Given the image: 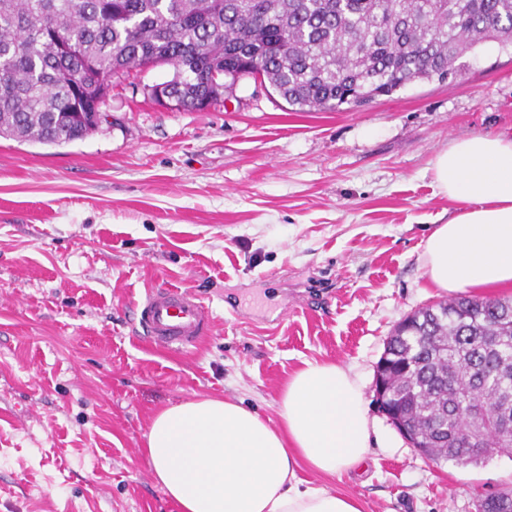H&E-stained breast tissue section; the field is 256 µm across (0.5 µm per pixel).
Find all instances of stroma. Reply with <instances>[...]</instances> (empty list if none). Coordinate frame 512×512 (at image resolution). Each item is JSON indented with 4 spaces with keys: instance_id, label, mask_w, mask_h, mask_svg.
<instances>
[{
    "instance_id": "35a3bbf8",
    "label": "stroma",
    "mask_w": 512,
    "mask_h": 512,
    "mask_svg": "<svg viewBox=\"0 0 512 512\" xmlns=\"http://www.w3.org/2000/svg\"><path fill=\"white\" fill-rule=\"evenodd\" d=\"M446 81L367 105L298 112L240 79L202 112L162 107L168 64L114 79L84 139L0 138V512H179L143 451L162 408L204 396L276 419L308 361L365 381L392 434L336 476L300 478L362 512H476L512 490V457L435 464L396 433L373 390L394 328L426 304L420 258L457 204L431 163L452 141L512 137V55L486 42ZM175 285L213 311L185 354L132 328L146 289Z\"/></svg>"
}]
</instances>
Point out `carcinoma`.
<instances>
[{
  "label": "carcinoma",
  "mask_w": 512,
  "mask_h": 512,
  "mask_svg": "<svg viewBox=\"0 0 512 512\" xmlns=\"http://www.w3.org/2000/svg\"><path fill=\"white\" fill-rule=\"evenodd\" d=\"M491 41L512 0H0V137L63 145L99 128L98 83L169 64L186 111L260 78L300 111H339L445 81ZM390 405L460 466L512 455V299L460 296L407 317L382 356ZM477 512H512V492Z\"/></svg>",
  "instance_id": "obj_1"
}]
</instances>
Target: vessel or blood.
<instances>
[{
	"label": "vessel or blood",
	"mask_w": 512,
	"mask_h": 512,
	"mask_svg": "<svg viewBox=\"0 0 512 512\" xmlns=\"http://www.w3.org/2000/svg\"><path fill=\"white\" fill-rule=\"evenodd\" d=\"M135 307L136 330L150 343L174 353L198 345L214 323L212 310L186 289H148Z\"/></svg>",
	"instance_id": "vessel-or-blood-1"
}]
</instances>
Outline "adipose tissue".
Masks as SVG:
<instances>
[{
    "label": "adipose tissue",
    "mask_w": 512,
    "mask_h": 512,
    "mask_svg": "<svg viewBox=\"0 0 512 512\" xmlns=\"http://www.w3.org/2000/svg\"><path fill=\"white\" fill-rule=\"evenodd\" d=\"M439 191L459 202L422 254L431 287L448 292L512 286V137L453 141L432 166ZM277 423L232 399L206 397L158 412L145 447L153 478L179 512H361L314 487L301 469L336 475L361 464L377 436L351 369L308 362L285 383Z\"/></svg>",
    "instance_id": "obj_1"
}]
</instances>
